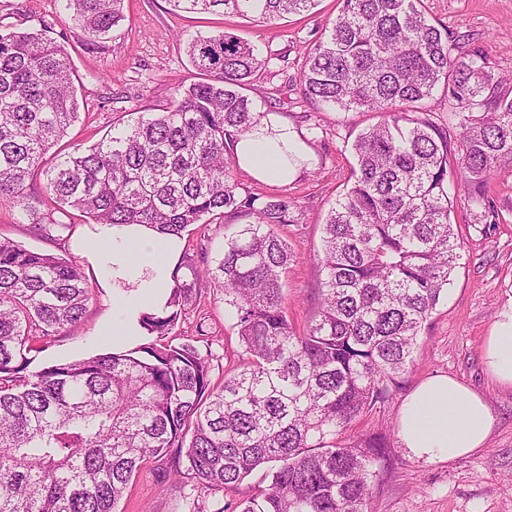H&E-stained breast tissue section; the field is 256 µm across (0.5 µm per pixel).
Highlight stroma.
Instances as JSON below:
<instances>
[{"instance_id": "obj_1", "label": "stroma", "mask_w": 512, "mask_h": 512, "mask_svg": "<svg viewBox=\"0 0 512 512\" xmlns=\"http://www.w3.org/2000/svg\"><path fill=\"white\" fill-rule=\"evenodd\" d=\"M336 7L337 0H318L307 13L257 23L233 15L174 11L167 0H125L124 20L109 39L93 47L59 0H0V32L50 27L52 37L71 57L79 76L80 105L79 118L65 139L72 149L99 140L123 114L168 104L176 90L199 81L185 51L188 37L230 30L269 58L268 70L251 82L247 94L262 111L279 114L308 135L315 163L283 187L259 182L241 169L236 176L252 194H287L302 211L301 223L279 229L295 255L284 294L288 318L300 330L317 311L324 277L323 224L351 175V144L362 129L378 120L372 112L315 108L303 99L296 81L283 86L277 73L284 63L289 75L299 76L307 49L323 38ZM425 7L429 18L473 37L494 71H512V0H425ZM486 194L497 206V223H474L472 207L467 201L457 202L452 220L463 242V256L421 337L420 357L401 390L355 429L396 433L406 393L428 376L444 373L487 400L494 418L488 444L454 462L429 464L395 447L390 466L374 487L370 512H512V389L493 380L483 357L492 325L512 304V168L496 171ZM89 229L75 212L70 232L50 242L35 237L17 211L0 205V234L26 248L80 261L92 292L85 320L52 338L34 368L112 349V290L94 250L87 246ZM233 323L221 292L209 287L189 307L172 336L181 342L205 328L212 345L211 376L218 383L240 350ZM156 468L153 462L142 467L116 512H174L179 494L158 484Z\"/></svg>"}]
</instances>
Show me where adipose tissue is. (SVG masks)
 Listing matches in <instances>:
<instances>
[{
	"label": "adipose tissue",
	"instance_id": "ef3b65f1",
	"mask_svg": "<svg viewBox=\"0 0 512 512\" xmlns=\"http://www.w3.org/2000/svg\"><path fill=\"white\" fill-rule=\"evenodd\" d=\"M235 158L239 168L257 180L283 186L311 167L314 156L303 133L270 114L238 141ZM90 236L103 243L97 261L112 283L113 335H142L139 317L163 306L173 283L180 240L140 225L97 224ZM484 359L495 380L512 387V306L494 322ZM492 426L493 417L483 396L455 378L439 374L406 396L397 433L414 458L449 463L484 448Z\"/></svg>",
	"mask_w": 512,
	"mask_h": 512
}]
</instances>
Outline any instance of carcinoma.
Returning a JSON list of instances; mask_svg holds the SVG:
<instances>
[{
  "instance_id": "1",
  "label": "carcinoma",
  "mask_w": 512,
  "mask_h": 512,
  "mask_svg": "<svg viewBox=\"0 0 512 512\" xmlns=\"http://www.w3.org/2000/svg\"><path fill=\"white\" fill-rule=\"evenodd\" d=\"M62 2L93 46L123 18L125 0ZM167 2L273 21L318 0ZM187 54L200 81L69 152L57 146L79 114L70 58L40 31L0 33V204L25 212L35 234L55 239L69 209L179 239L205 218L239 222L219 255L185 253L190 278L174 276L163 309L140 316L148 341L35 371L30 354L85 319L90 288L76 261L0 236V512H114L151 459L179 488L238 493L263 471L268 485L240 512H368L392 448L382 433L340 435L417 361L461 257L453 200L496 223L486 184L512 163V98L499 91L512 74L431 23L423 0H338L307 52L303 96L380 120L351 145L350 184L323 227L318 312L296 331L283 295L293 253L278 228L299 223L297 204L258 197L234 174L236 141L264 116L243 90L269 60L228 31L189 40ZM439 86L454 133L425 106ZM454 148L463 175L451 194ZM38 169L55 211L27 192ZM205 284L234 314L240 346L218 386L202 345L168 340Z\"/></svg>"
}]
</instances>
